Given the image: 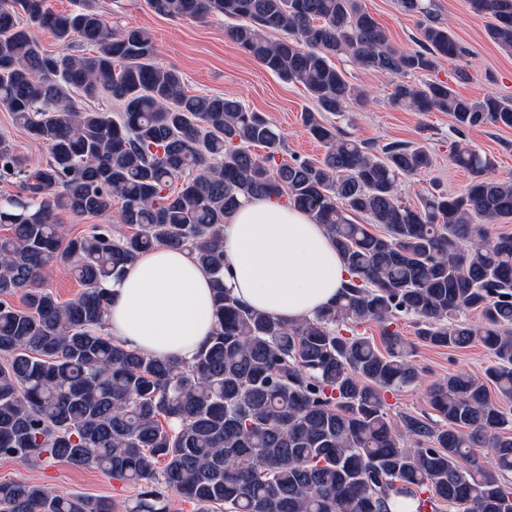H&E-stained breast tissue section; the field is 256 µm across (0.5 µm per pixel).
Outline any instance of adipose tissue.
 Masks as SVG:
<instances>
[{
	"instance_id": "adipose-tissue-1",
	"label": "adipose tissue",
	"mask_w": 512,
	"mask_h": 512,
	"mask_svg": "<svg viewBox=\"0 0 512 512\" xmlns=\"http://www.w3.org/2000/svg\"><path fill=\"white\" fill-rule=\"evenodd\" d=\"M224 268L242 303L290 323L334 303L350 277L326 227L273 197L242 200L227 218ZM106 289V331L128 349L187 365L212 334L211 275L188 252H143Z\"/></svg>"
}]
</instances>
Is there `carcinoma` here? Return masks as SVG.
Segmentation results:
<instances>
[{"mask_svg": "<svg viewBox=\"0 0 512 512\" xmlns=\"http://www.w3.org/2000/svg\"><path fill=\"white\" fill-rule=\"evenodd\" d=\"M493 19L489 39L512 51V0H468ZM158 15L229 21L227 35L265 69L304 86L302 114L326 148L315 163L284 154L283 135L234 98L185 92L155 63L144 28L113 30L88 6L0 0V106L48 149L28 165L0 134V458L64 461L139 488L129 512H168L162 485L197 512H512V180L486 153L455 145L472 180L461 193L410 204L399 183L427 169L428 149L378 147L321 120L364 104L334 63L394 79L391 102L447 112L455 131L512 128V101L473 99L424 79L462 46L424 0H400L427 21L415 48L390 43L359 0H149ZM36 29L78 55L41 49ZM276 31L280 37L271 39ZM112 97L119 115L73 94ZM261 148L258 153L255 148ZM254 196H275L326 226L351 279L336 302L295 324L238 300L224 274V220ZM122 201L127 230L95 224L68 237L60 212L97 216ZM363 215L367 224L352 220ZM381 227L380 232L370 230ZM158 245L185 250L212 277L215 324L188 366L144 356L104 333L102 285ZM65 263L83 286L61 302L44 274ZM21 295L18 308L11 297ZM478 311L474 324L468 314ZM412 317L426 346L488 349L494 364L431 385L441 425L387 413V394L420 385L416 345L394 328ZM380 326V341L359 331ZM485 448L493 468L473 449ZM0 512H116L108 497L0 482Z\"/></svg>", "mask_w": 512, "mask_h": 512, "instance_id": "carcinoma-1", "label": "carcinoma"}]
</instances>
